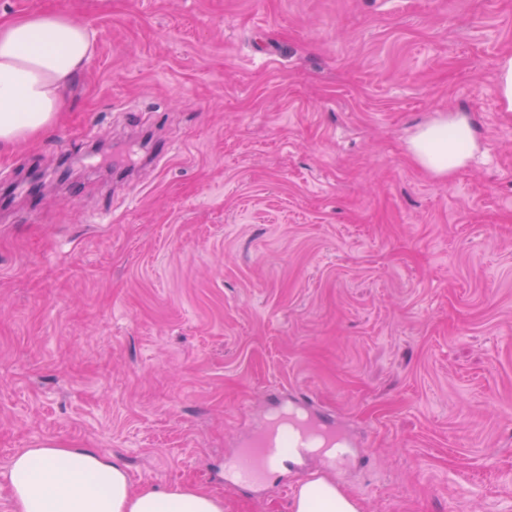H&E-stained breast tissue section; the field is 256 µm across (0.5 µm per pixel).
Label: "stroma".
<instances>
[{"instance_id":"stroma-1","label":"stroma","mask_w":512,"mask_h":512,"mask_svg":"<svg viewBox=\"0 0 512 512\" xmlns=\"http://www.w3.org/2000/svg\"><path fill=\"white\" fill-rule=\"evenodd\" d=\"M96 52L0 150V512L45 441L288 512L224 457L300 391L360 512H512V0H0ZM462 113L451 179L407 154ZM496 72V87L501 109L512 112V54L499 58Z\"/></svg>"}]
</instances>
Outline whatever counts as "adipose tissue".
<instances>
[{"instance_id": "1", "label": "adipose tissue", "mask_w": 512, "mask_h": 512, "mask_svg": "<svg viewBox=\"0 0 512 512\" xmlns=\"http://www.w3.org/2000/svg\"><path fill=\"white\" fill-rule=\"evenodd\" d=\"M95 51L89 27L62 13L32 12L0 22V146L45 134L64 108L74 75ZM478 149L464 115L439 116L407 141L412 160L448 178ZM16 512H224V499L197 486L133 484L114 459L91 448L46 441L19 449L6 474ZM290 512H360L357 500L329 479L305 478Z\"/></svg>"}]
</instances>
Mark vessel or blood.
<instances>
[{"mask_svg": "<svg viewBox=\"0 0 512 512\" xmlns=\"http://www.w3.org/2000/svg\"><path fill=\"white\" fill-rule=\"evenodd\" d=\"M321 440L335 448L337 469L346 470L353 446L349 430L328 410L289 394L279 406L275 420L267 422L239 443L235 453L225 457V477L256 490L286 468L295 478H302V465L313 457Z\"/></svg>", "mask_w": 512, "mask_h": 512, "instance_id": "vessel-or-blood-1", "label": "vessel or blood"}]
</instances>
